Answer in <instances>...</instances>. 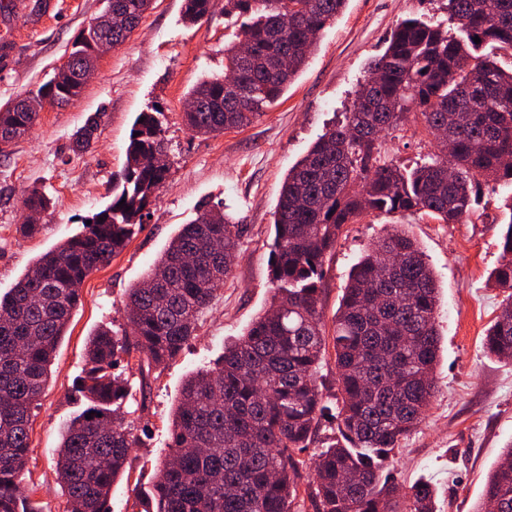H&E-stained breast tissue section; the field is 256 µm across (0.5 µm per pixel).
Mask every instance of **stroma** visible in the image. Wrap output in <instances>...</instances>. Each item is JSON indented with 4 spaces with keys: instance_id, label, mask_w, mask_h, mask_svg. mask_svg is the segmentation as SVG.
Listing matches in <instances>:
<instances>
[{
    "instance_id": "35a3bbf8",
    "label": "stroma",
    "mask_w": 512,
    "mask_h": 512,
    "mask_svg": "<svg viewBox=\"0 0 512 512\" xmlns=\"http://www.w3.org/2000/svg\"><path fill=\"white\" fill-rule=\"evenodd\" d=\"M183 0H154L139 26L120 46L107 49L78 99L46 105L32 133L0 156V293L34 260L83 229V222L112 200V180L126 160L137 114L157 106L166 141L168 175L143 227L127 247L94 271L82 286L59 343L47 386L32 409L27 482L41 512H65L54 471V453L65 424L85 404L71 394L83 368L85 344L101 325L123 332V301L159 257L170 237L199 207L224 209L241 224V251L232 274L201 316L196 335L160 370L141 376L123 371L133 394L126 420L139 438L128 478L112 487L111 512H131L134 491L150 496L156 466L169 453V427L183 383L221 355L225 342L241 336L266 309L272 214L288 170L326 129L342 121L371 62L385 49L391 28L421 15L446 21L458 34L441 0H349L328 25L294 83L247 127L218 137L191 132L182 121L191 87L224 72V47L240 17L211 0L208 18L182 20ZM99 0H0V107L36 92L63 61L89 24ZM100 113L97 139L73 153L70 136L86 117ZM383 159L415 167L436 150L415 117L382 134ZM52 200L38 218L34 237L19 234L31 187ZM512 184L483 187L478 205L462 224H442L418 214L400 219L423 249L439 285L440 360L437 393L422 421L396 452L403 485L423 479L437 490L440 512H473L503 449L512 442V362L489 354L483 339L500 312L503 294L488 277L502 260L499 237ZM390 219L357 218L325 262L324 323L332 325L348 273L384 233Z\"/></svg>"
}]
</instances>
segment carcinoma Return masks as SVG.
I'll list each match as a JSON object with an SVG mask.
<instances>
[{
    "label": "carcinoma",
    "instance_id": "1",
    "mask_svg": "<svg viewBox=\"0 0 512 512\" xmlns=\"http://www.w3.org/2000/svg\"><path fill=\"white\" fill-rule=\"evenodd\" d=\"M103 9L81 31L58 68L23 109L0 108V154L25 138L45 104L72 100L81 75L96 68L92 45L103 37L125 42L153 0H100ZM347 0H225L251 19L237 41L224 46L220 77L188 93L196 111L189 129L218 136L243 128L273 105L313 51L316 36ZM211 0H184L196 23ZM123 16L111 25L109 11ZM448 16L466 33L408 18L392 31L371 64L345 120L322 134L288 171L274 213L269 309L245 334L224 346L214 367L183 386L170 434L169 459L157 469L151 506L134 494L132 512H297L301 501L299 453L321 422L335 434L314 461L315 484L306 496L315 512H437L432 485L417 481L400 491L391 461L415 430L436 392L440 350L438 286L425 253L399 225L352 267L334 334L324 331L322 283L327 255L345 227L364 213H423L441 224H461L484 183L512 181V69L479 45L512 52V0H446ZM479 37L475 43L473 37ZM247 42L249 56L237 46ZM418 117L438 153L411 171L381 161L376 134ZM161 109L141 112L129 134L120 191L91 224L40 255L0 295V512H37L24 484L31 410L48 381L57 346L82 302L80 285L107 265L144 224L167 171L154 164L165 149ZM99 116L71 138L88 152ZM39 188L25 204L45 211ZM500 246L505 261L489 275L502 290L501 312L486 331L487 351L512 360V203ZM238 225L220 209H205L170 238L145 280L128 289L122 334L101 329L86 343L85 369L72 391L88 406L62 435L57 481L66 512H110L112 484L123 476L138 439L125 421L130 392L114 372L120 355L135 351L148 365L167 364L192 338L217 287L233 271ZM334 353L338 395H324L318 371ZM475 512H512V443L488 477Z\"/></svg>",
    "mask_w": 512,
    "mask_h": 512
}]
</instances>
